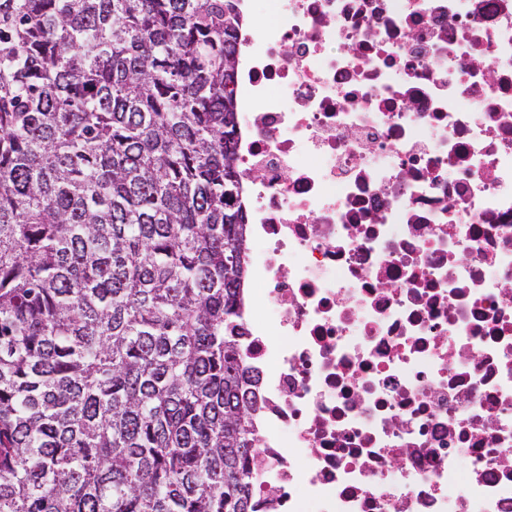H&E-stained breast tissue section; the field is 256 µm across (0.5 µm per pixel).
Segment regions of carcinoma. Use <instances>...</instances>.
Listing matches in <instances>:
<instances>
[{
    "instance_id": "carcinoma-1",
    "label": "carcinoma",
    "mask_w": 512,
    "mask_h": 512,
    "mask_svg": "<svg viewBox=\"0 0 512 512\" xmlns=\"http://www.w3.org/2000/svg\"><path fill=\"white\" fill-rule=\"evenodd\" d=\"M233 0H0V512H250Z\"/></svg>"
}]
</instances>
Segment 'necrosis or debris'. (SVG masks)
Here are the masks:
<instances>
[{"label":"necrosis or debris","instance_id":"4bbe7bcc","mask_svg":"<svg viewBox=\"0 0 512 512\" xmlns=\"http://www.w3.org/2000/svg\"><path fill=\"white\" fill-rule=\"evenodd\" d=\"M252 512H512V0H234Z\"/></svg>","mask_w":512,"mask_h":512}]
</instances>
